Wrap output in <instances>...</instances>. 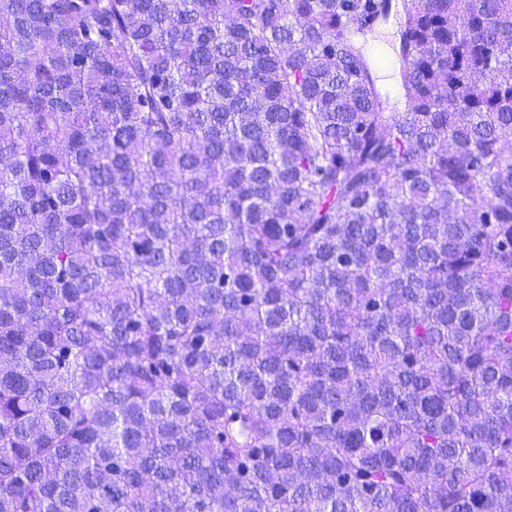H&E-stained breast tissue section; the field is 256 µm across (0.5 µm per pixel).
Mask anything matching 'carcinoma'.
<instances>
[{
	"mask_svg": "<svg viewBox=\"0 0 512 512\" xmlns=\"http://www.w3.org/2000/svg\"><path fill=\"white\" fill-rule=\"evenodd\" d=\"M0 0V512H512V0ZM372 52L375 54L385 55L389 59L388 66L382 67L381 70H379V71H380L381 76L384 77V80H386V81H389V76L392 74L391 76L393 79V86L389 87L381 81V77L378 74V70L376 71V79H377V83L388 93L391 104L397 105L396 102L399 100V95L401 94V87H400V77H399V66L395 60V52H394L395 65L393 66V72H392V51L389 47L388 42L386 41V38L372 42Z\"/></svg>",
	"mask_w": 512,
	"mask_h": 512,
	"instance_id": "carcinoma-1",
	"label": "carcinoma"
}]
</instances>
